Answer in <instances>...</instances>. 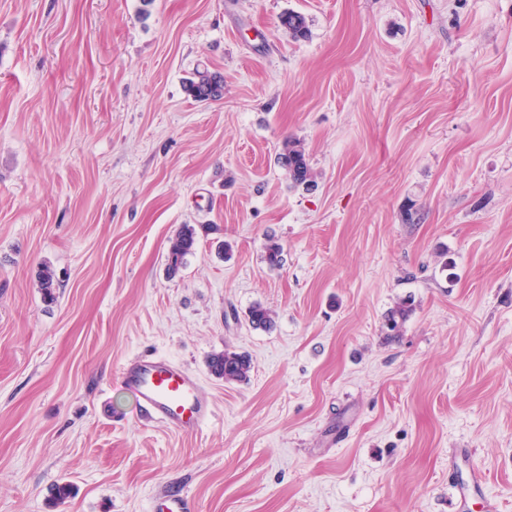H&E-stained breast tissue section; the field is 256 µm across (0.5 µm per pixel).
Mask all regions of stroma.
<instances>
[{
	"label": "stroma",
	"instance_id": "35a3bbf8",
	"mask_svg": "<svg viewBox=\"0 0 512 512\" xmlns=\"http://www.w3.org/2000/svg\"><path fill=\"white\" fill-rule=\"evenodd\" d=\"M136 355L211 421L143 419ZM462 448L512 512V0H0V512H452ZM184 88L187 94L197 101H207L222 96L223 79L208 70H196ZM278 162L294 186H306L307 190L313 186V173L300 143L288 140L278 156ZM196 243L194 227L189 224L183 225L170 242L167 253L168 269L171 271L178 270L186 256L194 252ZM208 368L212 375L227 383L242 382L248 377L251 361L246 354L225 349L210 356ZM119 384L137 402L145 420L185 435L197 433L214 416V401L201 378L179 361L154 355L129 358ZM153 512H194L192 497L183 491L168 492L156 496L152 502Z\"/></svg>",
	"mask_w": 512,
	"mask_h": 512
}]
</instances>
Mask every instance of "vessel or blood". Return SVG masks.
I'll use <instances>...</instances> for the list:
<instances>
[{
    "mask_svg": "<svg viewBox=\"0 0 512 512\" xmlns=\"http://www.w3.org/2000/svg\"><path fill=\"white\" fill-rule=\"evenodd\" d=\"M119 384L137 402L145 420L157 421L185 435L197 433L214 416V401L201 378L179 361L154 355L129 358L119 373ZM485 476L468 470L454 486V512H501L494 496L485 494ZM152 512H195L192 497L182 491L156 496Z\"/></svg>",
    "mask_w": 512,
    "mask_h": 512,
    "instance_id": "b4317fda",
    "label": "vessel or blood"
}]
</instances>
